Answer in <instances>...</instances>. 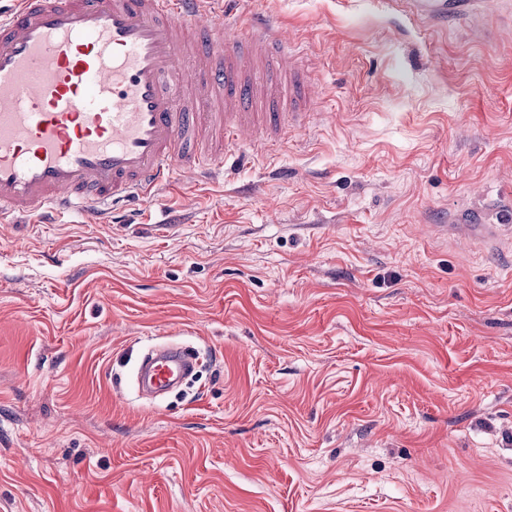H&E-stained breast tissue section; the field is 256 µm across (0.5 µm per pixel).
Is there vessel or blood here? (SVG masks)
<instances>
[{"instance_id": "1", "label": "vessel or blood", "mask_w": 512, "mask_h": 512, "mask_svg": "<svg viewBox=\"0 0 512 512\" xmlns=\"http://www.w3.org/2000/svg\"><path fill=\"white\" fill-rule=\"evenodd\" d=\"M0 18V223L153 196L237 148L283 143L312 108L313 76L291 42L209 20L206 0H17ZM476 0H407L416 17L470 16ZM220 102L219 126L201 120ZM488 242L495 224H452ZM197 357L153 348L137 394L180 385Z\"/></svg>"}]
</instances>
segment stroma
<instances>
[{"label":"stroma","mask_w":512,"mask_h":512,"mask_svg":"<svg viewBox=\"0 0 512 512\" xmlns=\"http://www.w3.org/2000/svg\"><path fill=\"white\" fill-rule=\"evenodd\" d=\"M318 83L279 148L0 227V512H512V0H231ZM189 385L133 387L148 347ZM395 4L409 9L417 18H423L430 22L440 21L444 15L448 14V3L446 0H410L401 1V3L395 1ZM503 224H448V232L467 234L482 242H488L498 236L499 228ZM197 357L187 347L151 348L137 372V394L155 399L180 385L193 369Z\"/></svg>","instance_id":"1"}]
</instances>
